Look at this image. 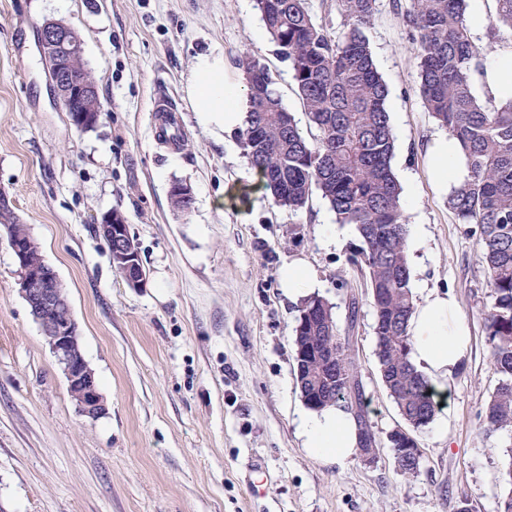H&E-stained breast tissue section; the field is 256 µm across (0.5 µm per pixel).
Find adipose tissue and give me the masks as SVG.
Wrapping results in <instances>:
<instances>
[{"label": "adipose tissue", "instance_id": "ef3b65f1", "mask_svg": "<svg viewBox=\"0 0 512 512\" xmlns=\"http://www.w3.org/2000/svg\"><path fill=\"white\" fill-rule=\"evenodd\" d=\"M188 93L205 124L228 132L242 125L248 110L247 98L238 81L228 77L223 52L199 57L189 79ZM428 157L440 189L451 190L468 175L464 155L450 136H436ZM409 333L414 364L440 395H447L448 381L460 369L471 343V329L456 298L435 289L428 291L415 307ZM300 429L305 448L315 457L343 463L357 452L356 421L342 408L303 413Z\"/></svg>", "mask_w": 512, "mask_h": 512}]
</instances>
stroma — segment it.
<instances>
[{"label": "stroma", "mask_w": 512, "mask_h": 512, "mask_svg": "<svg viewBox=\"0 0 512 512\" xmlns=\"http://www.w3.org/2000/svg\"><path fill=\"white\" fill-rule=\"evenodd\" d=\"M48 20L81 39L101 110L91 130L71 128L50 95L38 49ZM370 37L390 89L406 222L425 231L412 253L413 293H453L472 330L439 408L448 433L432 424L419 433L412 476L385 446L369 464L319 459L303 446L293 360L299 302L279 284L296 259L316 270V294L335 306L378 438L400 416L380 380L365 279L347 260L360 244L352 226L337 223L318 196L296 215L275 207L257 190L237 133L203 124L188 96L200 55L249 51L302 117L254 0H0V191L61 278L108 407L94 422L79 415L0 236V512H457L463 498L473 512H497L512 491L500 479L512 432L483 425L498 383L484 332L487 277L475 237L429 169L426 150L440 129L419 96L415 51L390 0H380ZM160 87L183 108L188 136L177 148L152 136ZM176 181L191 187L190 209L172 204ZM245 185L254 188L250 203L234 204ZM112 209L127 219L143 287L115 273L97 233ZM257 460L268 480L255 490Z\"/></svg>", "instance_id": "obj_1"}]
</instances>
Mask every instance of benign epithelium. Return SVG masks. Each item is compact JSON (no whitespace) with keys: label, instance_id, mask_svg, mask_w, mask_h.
Returning a JSON list of instances; mask_svg holds the SVG:
<instances>
[{"label":"benign epithelium","instance_id":"7a95c632","mask_svg":"<svg viewBox=\"0 0 512 512\" xmlns=\"http://www.w3.org/2000/svg\"><path fill=\"white\" fill-rule=\"evenodd\" d=\"M38 43L46 63L51 95L56 101L68 105L70 125L79 130L96 125L99 112L92 105L95 89L89 80L76 75L72 67V60L82 54V45L72 37L71 27L62 22L47 21L40 29ZM97 230L110 242L111 258L116 261L128 285L142 287L146 276L140 257L127 245L124 227L114 221L112 212L102 214ZM14 258L19 268V294L47 337L79 414L92 421L99 419L106 414V403L95 373L80 350L70 302L60 291L57 272L50 266L29 264L19 243L14 244ZM51 311L60 312L62 316L51 318L48 316ZM394 439L403 446V452L420 456V444L414 443L405 428H395Z\"/></svg>","mask_w":512,"mask_h":512}]
</instances>
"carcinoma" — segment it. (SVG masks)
I'll list each match as a JSON object with an SVG mask.
<instances>
[{
  "label": "carcinoma",
  "instance_id": "carcinoma-1",
  "mask_svg": "<svg viewBox=\"0 0 512 512\" xmlns=\"http://www.w3.org/2000/svg\"><path fill=\"white\" fill-rule=\"evenodd\" d=\"M277 54L288 62L302 101L308 135L283 104L260 58L238 55L249 110L241 130L250 167L273 204L298 213L319 194L336 223L358 233L361 246L348 261L364 271L374 308L376 358L382 384L402 427L418 436L435 417L436 393L411 358L409 321L415 309L402 187L392 160L397 144L390 125L389 87L379 73L369 37L378 0H336L342 28L315 22L309 0H255ZM485 39L473 37L466 0H392L416 45L419 91L426 110L460 145L468 178L448 196L459 221L476 237L478 261L489 276L484 329L489 361L499 376L484 409L487 431L512 430V100H480L489 55L512 32V0H492ZM0 229L9 244L29 243L44 260L28 225L10 204H0ZM296 375L305 406H339L358 423L362 455L377 444L365 390L349 337L336 332L333 306L313 294L298 307L294 330ZM336 357V378L319 389L315 352Z\"/></svg>",
  "mask_w": 512,
  "mask_h": 512
}]
</instances>
